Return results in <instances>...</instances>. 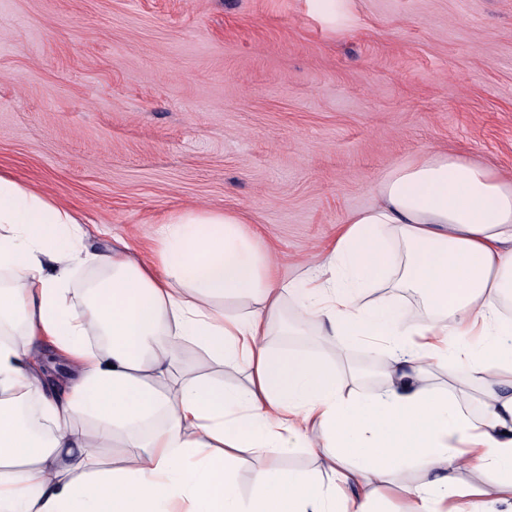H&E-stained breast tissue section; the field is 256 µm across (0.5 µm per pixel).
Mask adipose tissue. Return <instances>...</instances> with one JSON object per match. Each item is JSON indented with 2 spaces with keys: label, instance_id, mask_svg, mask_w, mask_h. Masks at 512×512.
Listing matches in <instances>:
<instances>
[{
  "label": "adipose tissue",
  "instance_id": "ef3b65f1",
  "mask_svg": "<svg viewBox=\"0 0 512 512\" xmlns=\"http://www.w3.org/2000/svg\"><path fill=\"white\" fill-rule=\"evenodd\" d=\"M377 195L289 282L235 212L183 210L147 255L122 239L101 251L71 211L0 177V512H375L378 486L394 476L403 512L511 501L512 318L502 311L512 303V182L426 151ZM81 269L97 276L78 307L70 285ZM381 284L419 294L425 310L364 301ZM287 297L292 334L384 339L377 392L347 396L332 361L267 343ZM187 341L245 368L247 384L182 368ZM47 343L72 366L66 393L35 367ZM439 369L447 387L432 382ZM473 390L476 416L460 404ZM27 400L37 413L23 411ZM84 415L92 430L76 426ZM104 448L118 449L121 466L103 465ZM241 448L274 456L245 496L230 466ZM295 448L323 458L326 481L278 465ZM415 463L430 481L411 482ZM467 468L497 479L461 486Z\"/></svg>",
  "mask_w": 512,
  "mask_h": 512
}]
</instances>
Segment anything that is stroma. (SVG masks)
Listing matches in <instances>:
<instances>
[{"instance_id":"35a3bbf8","label":"stroma","mask_w":512,"mask_h":512,"mask_svg":"<svg viewBox=\"0 0 512 512\" xmlns=\"http://www.w3.org/2000/svg\"><path fill=\"white\" fill-rule=\"evenodd\" d=\"M427 150L512 178V0H0V175L95 248L229 210L295 280ZM268 342L379 385L383 348Z\"/></svg>"}]
</instances>
